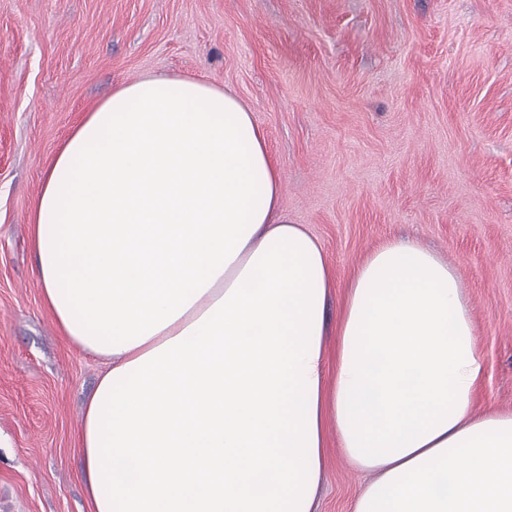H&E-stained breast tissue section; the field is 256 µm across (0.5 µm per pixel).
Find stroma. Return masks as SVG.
<instances>
[{
	"instance_id": "35a3bbf8",
	"label": "stroma",
	"mask_w": 512,
	"mask_h": 512,
	"mask_svg": "<svg viewBox=\"0 0 512 512\" xmlns=\"http://www.w3.org/2000/svg\"><path fill=\"white\" fill-rule=\"evenodd\" d=\"M203 77L249 107L290 222L339 283L395 237L463 274L478 409L512 411V0H0V512H88L75 446L102 369L45 309L30 221L113 88ZM361 481L332 454L318 512Z\"/></svg>"
}]
</instances>
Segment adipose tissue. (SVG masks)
I'll return each instance as SVG.
<instances>
[{
    "label": "adipose tissue",
    "instance_id": "obj_1",
    "mask_svg": "<svg viewBox=\"0 0 512 512\" xmlns=\"http://www.w3.org/2000/svg\"><path fill=\"white\" fill-rule=\"evenodd\" d=\"M280 196L248 107L203 78L121 84L62 144L31 234L44 306L104 366L89 512H316L335 448L364 476L351 512H512L459 270L388 241L328 321L326 250Z\"/></svg>",
    "mask_w": 512,
    "mask_h": 512
}]
</instances>
